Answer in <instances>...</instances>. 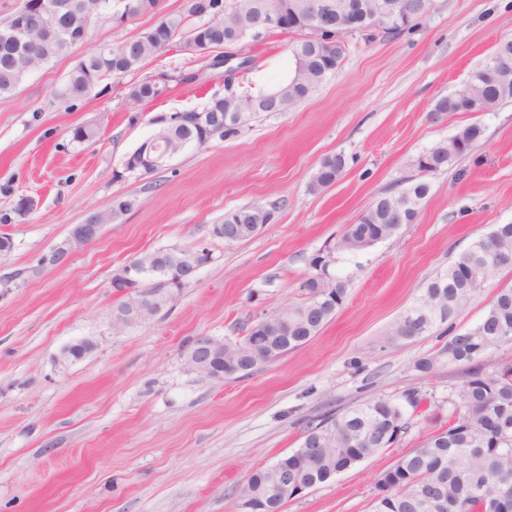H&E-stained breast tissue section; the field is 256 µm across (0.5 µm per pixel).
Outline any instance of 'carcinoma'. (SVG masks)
I'll return each instance as SVG.
<instances>
[{"mask_svg": "<svg viewBox=\"0 0 512 512\" xmlns=\"http://www.w3.org/2000/svg\"><path fill=\"white\" fill-rule=\"evenodd\" d=\"M222 2L223 26L205 25L198 17L200 0H188L184 14L162 17L154 27L155 35L139 36L117 42L106 55H92L83 59L68 74L54 94L64 103H75L87 97L102 81L138 69L148 59L168 50V45L181 38L182 51L196 54L205 45L222 41L223 45L238 47L251 38L255 0H214ZM356 7L366 23L379 9L396 0H347ZM73 43L61 39L48 43L36 41L20 45L0 41V94H9L18 88L10 81L11 69L28 70L31 63L42 65L67 53ZM294 64L287 77L274 89L251 99L259 102L255 119L263 113L286 112L305 100L324 81L334 76L342 60L336 58L329 46H308L298 39L290 48ZM153 80L146 79L130 88L129 98L137 103L156 100ZM512 101V40L498 44L472 74L462 89V97L449 93L439 97L432 111L447 117L456 112H470L472 107L493 109ZM213 100L205 106L208 122L189 128L174 127L170 138H190L206 146L215 136H235L240 126L231 113L224 111ZM483 129L474 123L460 128L451 138L441 140L425 151L426 162L413 161L422 173H435L454 164L469 154L482 137ZM345 168V159L336 154L323 159L319 170L330 173L331 181L313 179L310 189L322 192L339 179ZM430 185L415 181L398 193L378 197L350 225L338 243L345 251L355 250V240L368 228H373L387 239L399 226L395 215L405 208L407 223L415 221ZM512 253V224H500L487 236L474 241L457 255L448 268L437 273L432 284L446 286L448 297L441 313L432 318L431 326L452 320L481 288L482 284L504 265L495 261L501 254ZM319 301L308 297L302 303L288 308V336L282 341L288 347L275 357L296 349L316 336L334 317ZM512 341V286L501 288L481 321L455 334L435 355L416 363L420 372H430L444 364H474L489 355L501 343ZM457 422L428 437L413 453L399 459L393 473L408 477L402 485L391 484L392 490L374 502L372 512H407L408 499L418 496L430 487L444 500V512H457L456 504L468 503L466 512H487L485 504L499 496L512 498V366L492 374L475 368L456 389ZM405 429L404 408L393 400L378 398L357 406L339 416L330 415L309 426L304 438L321 437L323 448L317 455L307 457L299 451L281 456L276 463L288 467L302 483L315 487L349 469L375 451L392 445L399 432ZM271 484V467L256 470L243 485L246 496L263 495Z\"/></svg>", "mask_w": 512, "mask_h": 512, "instance_id": "obj_1", "label": "carcinoma"}]
</instances>
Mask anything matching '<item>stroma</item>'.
Segmentation results:
<instances>
[{
	"label": "stroma",
	"instance_id": "1",
	"mask_svg": "<svg viewBox=\"0 0 512 512\" xmlns=\"http://www.w3.org/2000/svg\"><path fill=\"white\" fill-rule=\"evenodd\" d=\"M159 0L126 27H92L70 52L34 68L0 95V214L19 196L36 206L0 223L12 251L0 258V512H241L237 490L256 469L299 448L310 424L378 398L404 406L396 442L326 483L291 497L282 512H370L377 480L455 417L466 366L417 371L453 334L473 327L512 269L495 273L452 324L413 341L391 325L437 272L497 225L512 224V102L433 122L435 100L463 87L503 40L512 0H433L429 14L393 38L354 35L337 74L289 112L263 115L228 138L191 147L138 176L127 157L149 138L151 116L203 108L224 92L220 49L178 48L145 61L70 106L53 92L76 62L184 12ZM291 33L249 47L253 91L277 85L292 66ZM162 72L194 75L152 104L131 86ZM482 126L469 155L427 175L430 192L414 223L364 250L337 244L383 193L418 177L413 160L463 126ZM81 125L96 142H72ZM340 154V179L321 193L310 181ZM132 207L69 262H48L71 225L120 201ZM261 206L273 219L233 245L213 233L228 211ZM209 249L213 260L153 320L120 330L113 273L157 249ZM323 258L326 282L344 294L310 341L251 374L216 381L193 371L196 337L239 341L254 320L301 303L303 280ZM21 279H14V272ZM94 349L69 364L62 350ZM416 397L417 406L406 405Z\"/></svg>",
	"mask_w": 512,
	"mask_h": 512
}]
</instances>
